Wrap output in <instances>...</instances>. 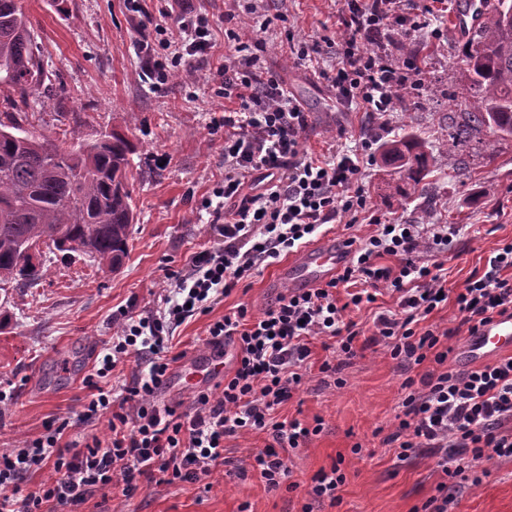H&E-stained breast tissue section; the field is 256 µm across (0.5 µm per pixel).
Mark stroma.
<instances>
[{"mask_svg": "<svg viewBox=\"0 0 512 512\" xmlns=\"http://www.w3.org/2000/svg\"><path fill=\"white\" fill-rule=\"evenodd\" d=\"M439 19L441 39L421 35L414 46L426 67L422 96L402 104L388 120L336 106L335 92L313 69L288 56L282 35L267 34L263 58L281 85L309 114L302 146L322 151L336 138L354 145L360 137L377 140L360 186L372 210L399 224H445L457 229L451 246L431 256L452 291L464 288L489 259L512 243V139L476 134L465 146L449 149L448 132L462 119L461 98L468 82L465 48L470 35L454 30L460 0H447ZM43 51L49 75L32 106L36 129L51 136L78 129L79 140L116 131L137 150L129 173L137 218L130 227L129 254L114 272H101L88 256H45L47 276L37 285H0V390L13 393L0 412V445L39 436L46 422L73 423L65 438L107 431L106 421L88 428L75 420L89 400L83 379L104 339L112 336V315L128 309L137 315L152 306L168 267H180L208 246L207 217L196 203L224 176V136L207 123L223 99L215 97L213 60L194 65L192 83L171 79L155 86L138 44L154 38L123 0H22ZM334 0H290L288 24L295 34L316 39L337 30ZM403 136L422 141L429 157L428 193L414 189L407 168L383 163L380 145ZM276 266L262 268L250 288L235 290L213 311L178 329L188 355L204 351L208 324L238 305L261 313L277 295L269 282ZM309 381L275 412L277 420L321 418L323 431L303 447L288 450L295 490L271 488L252 467V455L268 436L253 432L224 441L226 466L208 483L183 482L157 487L139 479L133 498L108 492L105 502H87L82 512H301L307 490L319 471L342 463L347 481L340 505L321 503L315 512H413L436 493L445 476L429 452L397 461L382 442L393 431L404 376L382 347L373 346L347 361L343 387L323 383L319 365L332 358L322 339L310 343ZM360 454H353L354 445ZM456 498L448 512H512V458L486 452L456 478Z\"/></svg>", "mask_w": 512, "mask_h": 512, "instance_id": "1", "label": "stroma"}]
</instances>
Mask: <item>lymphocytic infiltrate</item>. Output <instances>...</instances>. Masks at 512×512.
Here are the masks:
<instances>
[{
	"label": "lymphocytic infiltrate",
	"mask_w": 512,
	"mask_h": 512,
	"mask_svg": "<svg viewBox=\"0 0 512 512\" xmlns=\"http://www.w3.org/2000/svg\"><path fill=\"white\" fill-rule=\"evenodd\" d=\"M177 13L163 12L154 23L155 39L140 50L161 81L189 72L215 47L206 13L176 0ZM225 16L227 51L216 66L217 97L229 107L211 112V131L224 133V179L198 203L209 213L213 244L193 253L184 267L170 271L161 304L138 316L120 312L116 332L103 341L83 383L91 398L76 422L107 419L106 434L91 440H65L71 423L48 422L44 435L0 452V512H79L104 489L132 498L138 478L155 485L200 482L224 465V441L253 431L265 432L269 444L253 455V468L272 488L291 470L286 449L301 447L322 432V424L299 419L276 421L277 407L291 400L304 383L311 350L309 339L335 340L344 359L359 346H380L406 374L405 395L395 430L383 439L398 460L431 449L445 475L422 512H448L454 485L465 464L486 450L512 457V356L472 368L456 364L452 339L476 334L492 318L512 314V243L490 258L482 275L471 277L452 294L446 280L428 264L429 254L447 249L454 232L444 224L389 225L367 211L359 186L368 163L371 139L321 157L302 149L308 114L300 101L280 86L265 66L263 35L285 11H271L268 0H231ZM445 0H345L335 37L306 40L287 32L290 57L317 70L336 91V103L350 112L385 116L399 104L419 98L425 71L416 57H396L383 44L384 32L415 39L433 28ZM254 36L242 39L239 24ZM335 52L324 65L325 49ZM367 215L376 232L353 249V258L336 279L317 287L290 289L261 314L246 305L210 323L207 343L224 341L236 361L220 393L196 390L189 411L160 400L170 367L178 361L174 333L189 318L209 314L239 286L249 285L264 265L301 247L323 224L343 218L354 224ZM388 256L392 265H380ZM359 284L348 304L336 290ZM396 296L395 309L375 312L371 334L347 318L348 308L376 303L378 291ZM459 314L445 329L425 320L447 303ZM134 359L136 367L112 394V372ZM433 370L413 377L425 361ZM51 475L36 489L25 488L27 475L43 469Z\"/></svg>",
	"instance_id": "f902f5d3"
}]
</instances>
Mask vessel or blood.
<instances>
[{"mask_svg": "<svg viewBox=\"0 0 512 512\" xmlns=\"http://www.w3.org/2000/svg\"><path fill=\"white\" fill-rule=\"evenodd\" d=\"M491 0H463L456 15V29L471 32L478 27L488 12ZM352 259L350 250L335 239L326 238L318 244L302 249L283 266L279 278L290 288H314L331 279ZM229 349L208 348L196 354L191 370L184 376L192 384L212 383L224 374ZM467 364L479 365L492 358L512 355V316L495 317L478 335L467 337L462 347Z\"/></svg>", "mask_w": 512, "mask_h": 512, "instance_id": "b4317fda", "label": "vessel or blood"}]
</instances>
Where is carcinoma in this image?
Masks as SVG:
<instances>
[{
    "mask_svg": "<svg viewBox=\"0 0 512 512\" xmlns=\"http://www.w3.org/2000/svg\"><path fill=\"white\" fill-rule=\"evenodd\" d=\"M466 112L450 134V147L488 128L512 137V0H496L466 53ZM46 74L22 0H0V282L38 284L47 252L83 254L101 271L127 257L135 221L129 173L136 146L119 133L67 151L25 128L30 97ZM388 161L408 166L414 183L428 158L412 137L385 143Z\"/></svg>",
    "mask_w": 512,
    "mask_h": 512,
    "instance_id": "1",
    "label": "carcinoma"
}]
</instances>
